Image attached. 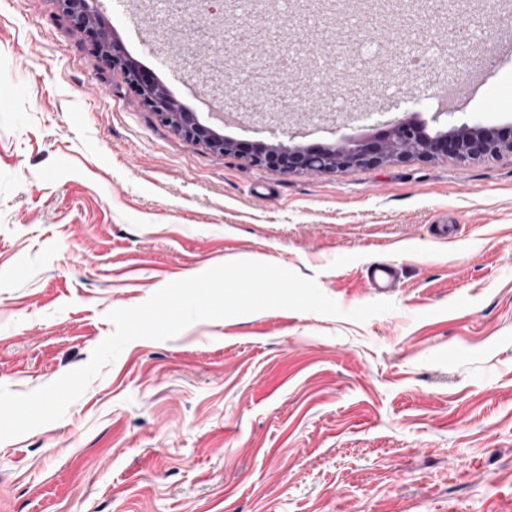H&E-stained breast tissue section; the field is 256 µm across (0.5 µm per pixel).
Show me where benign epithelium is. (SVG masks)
Instances as JSON below:
<instances>
[{
  "instance_id": "1",
  "label": "benign epithelium",
  "mask_w": 512,
  "mask_h": 512,
  "mask_svg": "<svg viewBox=\"0 0 512 512\" xmlns=\"http://www.w3.org/2000/svg\"><path fill=\"white\" fill-rule=\"evenodd\" d=\"M60 2L63 11L73 21L76 31L90 37L95 51L105 57L112 68L123 73L127 85L144 97L161 122L169 125L190 142H203L215 151L243 157L256 165L279 168L282 159L290 158L293 165L301 170L329 173L353 165L402 158L410 154L434 156L450 153L461 160H466L476 156L495 154L503 148L512 150L511 133L496 134L478 126L464 124L429 136L415 124L397 119L390 122V140L384 147L374 149L367 143L352 141L336 151L312 153L297 146H289L279 139V134L285 133L288 129V122L276 112L281 104L268 101L266 107L271 109L268 125L278 142L259 155H244L237 150L235 142L199 124L193 113L176 110L165 100L151 94L154 84L143 80L136 66L124 56L118 41L109 38L105 31L97 26L96 0H60ZM184 8L189 13L203 11L210 14L212 26L222 30L228 22L226 9L235 8V4L232 0H228L226 7L218 11L214 8L212 0H187Z\"/></svg>"
}]
</instances>
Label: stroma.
Returning <instances> with one entry per match:
<instances>
[{
	"instance_id": "35a3bbf8",
	"label": "stroma",
	"mask_w": 512,
	"mask_h": 512,
	"mask_svg": "<svg viewBox=\"0 0 512 512\" xmlns=\"http://www.w3.org/2000/svg\"><path fill=\"white\" fill-rule=\"evenodd\" d=\"M281 12L287 67L255 88L289 100L295 145L505 132L512 54L464 45L419 63L363 21L375 55L307 80L336 24ZM436 38L495 33L481 6L416 0ZM159 0H97L137 64L199 122L273 143L241 112L233 56L175 58ZM360 94L332 102L350 85ZM0 386L24 394L85 365L107 314L229 259L314 278L342 309H267L128 343L63 418L0 441V512H512V151L410 156L338 172L273 169L192 143L89 50L59 0H0ZM395 264L391 312L365 271Z\"/></svg>"
}]
</instances>
